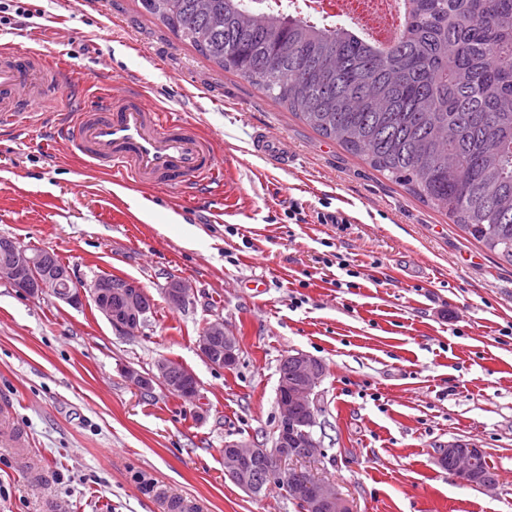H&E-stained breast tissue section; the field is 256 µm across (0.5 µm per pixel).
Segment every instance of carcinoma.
I'll list each match as a JSON object with an SVG mask.
<instances>
[{"instance_id": "cac0c4a2", "label": "carcinoma", "mask_w": 512, "mask_h": 512, "mask_svg": "<svg viewBox=\"0 0 512 512\" xmlns=\"http://www.w3.org/2000/svg\"><path fill=\"white\" fill-rule=\"evenodd\" d=\"M224 71L448 214L512 265V0H402L388 52L263 0H141ZM250 470L265 491L266 462Z\"/></svg>"}]
</instances>
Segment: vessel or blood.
Returning a JSON list of instances; mask_svg holds the SVG:
<instances>
[{"label": "vessel or blood", "instance_id": "vessel-or-blood-1", "mask_svg": "<svg viewBox=\"0 0 512 512\" xmlns=\"http://www.w3.org/2000/svg\"><path fill=\"white\" fill-rule=\"evenodd\" d=\"M101 104L63 112L53 135L78 150L89 165L108 164L123 181L143 187L183 192L210 189L224 172V158L212 142L184 119L149 104L140 86L127 84L110 95V81L100 78ZM80 81L63 74L37 49L0 50V125L18 130L54 109L59 96L78 90ZM251 152L272 167L287 169L292 155L283 138L257 129ZM28 442L15 421L13 405L0 402V447L10 449L27 478L42 475L29 455Z\"/></svg>", "mask_w": 512, "mask_h": 512}]
</instances>
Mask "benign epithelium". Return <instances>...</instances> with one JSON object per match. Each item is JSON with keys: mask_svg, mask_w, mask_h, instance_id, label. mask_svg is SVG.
Instances as JSON below:
<instances>
[{"mask_svg": "<svg viewBox=\"0 0 512 512\" xmlns=\"http://www.w3.org/2000/svg\"><path fill=\"white\" fill-rule=\"evenodd\" d=\"M40 258L33 251L24 248L12 239H7L0 248V280L9 282L21 293L30 297L49 295L70 306L78 307L92 301L97 310L121 336H134L147 319L149 307L144 301L145 292L141 285L130 279L112 281L97 277L89 283L73 285L69 268L47 280L38 273ZM168 300L183 304L188 297L185 284L171 279L165 288ZM122 298L121 305L112 302V296ZM237 338L224 331V322L210 323L198 337V350L212 365L230 368L237 361ZM298 366L299 378L287 387L277 388L279 415L272 438V447L257 448L253 445L232 441L231 448L224 455V475L248 494L254 493L249 463L257 457L266 458L270 481L288 478V496L301 505L302 512H352L348 501L336 486L315 481L303 473L284 467L287 461L307 460L315 456L321 446L315 438L317 426V394L315 387L322 370L321 362L303 352L292 355ZM169 362L161 360L155 369L141 373L129 368L125 375L139 388L149 391L158 384L166 390L178 389L184 399H192L198 393V381L191 370H186L177 386L168 382ZM304 409L305 415L298 414ZM481 452L467 443L451 441L436 449L437 462L448 455L458 457V468L454 475L471 484L474 476L471 467L472 455Z\"/></svg>", "mask_w": 512, "mask_h": 512, "instance_id": "benign-epithelium-1", "label": "benign epithelium"}]
</instances>
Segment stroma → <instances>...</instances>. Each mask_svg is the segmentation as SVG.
Wrapping results in <instances>:
<instances>
[{"label":"stroma","instance_id":"stroma-1","mask_svg":"<svg viewBox=\"0 0 512 512\" xmlns=\"http://www.w3.org/2000/svg\"><path fill=\"white\" fill-rule=\"evenodd\" d=\"M0 48H36L113 91L192 122L224 156V193L124 189L44 124L0 131V238L54 253L75 282L137 281L152 306L118 335L94 305L31 298L0 280V398L46 477L26 481L0 448V512H299L286 491L243 492L224 475V444L270 447L278 368L302 351L316 388L321 451L297 462L334 484L355 512H512V265L363 156L323 138L247 79L220 70L148 14L140 0H26ZM263 127L288 142V169L250 152ZM301 219H294V212ZM343 212V224L326 216ZM340 254L358 270L325 266ZM189 297L171 305L169 279ZM265 281L255 293L251 281ZM220 320L238 339L234 368L196 341ZM161 360L190 369L189 402L145 392L125 369ZM480 448L495 489L459 481L440 445Z\"/></svg>","mask_w":512,"mask_h":512}]
</instances>
